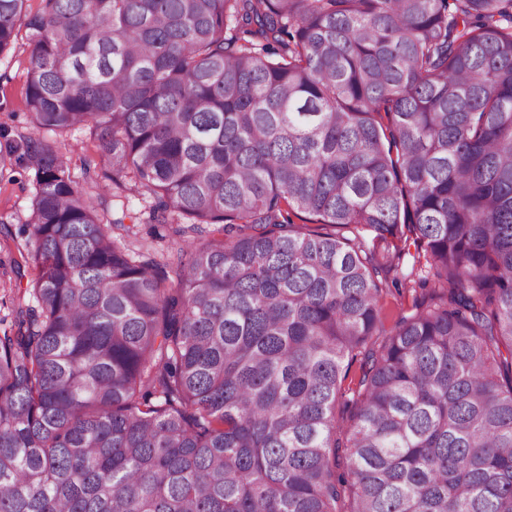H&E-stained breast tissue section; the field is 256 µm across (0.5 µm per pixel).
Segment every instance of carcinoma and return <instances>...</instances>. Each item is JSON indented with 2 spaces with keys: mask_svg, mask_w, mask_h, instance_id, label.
Returning a JSON list of instances; mask_svg holds the SVG:
<instances>
[{
  "mask_svg": "<svg viewBox=\"0 0 512 512\" xmlns=\"http://www.w3.org/2000/svg\"><path fill=\"white\" fill-rule=\"evenodd\" d=\"M22 34L0 512H512V0H0ZM72 129L176 283L74 188ZM292 212L407 228L417 312L385 330L391 265ZM57 145L63 153L72 157L76 180L74 187L79 192L89 191V184L83 173L84 164L89 168L90 176L96 178L99 175V192L107 194L113 200L108 212L103 216V224L111 225L112 219L124 218V224L133 228L130 235L122 240L125 246L146 257L166 261L169 264L167 267L169 279L176 282L177 237L172 234L169 226L149 224L148 212L151 199L147 195L138 193L129 183H125L122 188H116L112 182L101 178L105 161L97 143L90 138L86 130L78 129L63 134L57 138Z\"/></svg>",
  "mask_w": 512,
  "mask_h": 512,
  "instance_id": "1",
  "label": "carcinoma"
}]
</instances>
